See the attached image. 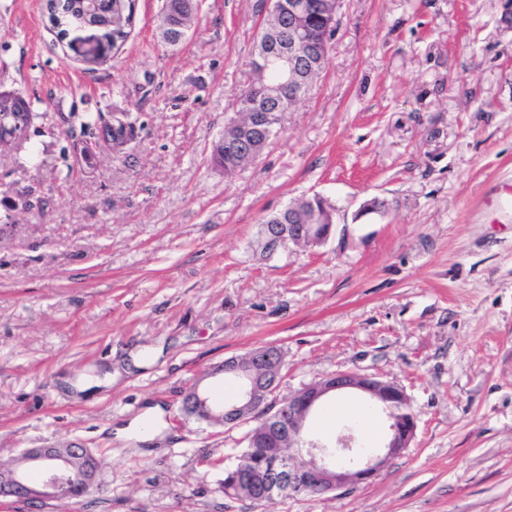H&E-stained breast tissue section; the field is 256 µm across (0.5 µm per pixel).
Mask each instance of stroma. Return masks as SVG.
Returning <instances> with one entry per match:
<instances>
[{
	"label": "stroma",
	"instance_id": "obj_1",
	"mask_svg": "<svg viewBox=\"0 0 512 512\" xmlns=\"http://www.w3.org/2000/svg\"><path fill=\"white\" fill-rule=\"evenodd\" d=\"M96 70L67 57L45 0H0V90L35 119L0 152V463L25 448L101 455L80 502L40 512H253L220 491L244 428L185 417L216 368L280 347L277 397L338 371L401 385L409 448L349 494L271 512H512V30L503 0H342L330 64L233 174L210 149L234 117L265 0H200ZM128 112L123 153L83 160L87 113ZM313 194L321 247L263 255L262 221ZM379 197L382 214L357 217ZM109 370L111 386L77 392Z\"/></svg>",
	"mask_w": 512,
	"mask_h": 512
}]
</instances>
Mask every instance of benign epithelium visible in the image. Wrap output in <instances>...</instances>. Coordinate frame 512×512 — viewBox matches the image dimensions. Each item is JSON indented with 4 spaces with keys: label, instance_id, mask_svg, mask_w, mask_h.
Listing matches in <instances>:
<instances>
[{
    "label": "benign epithelium",
    "instance_id": "obj_1",
    "mask_svg": "<svg viewBox=\"0 0 512 512\" xmlns=\"http://www.w3.org/2000/svg\"><path fill=\"white\" fill-rule=\"evenodd\" d=\"M341 0H320L316 17L320 37L310 39V13L300 0H266L269 18L288 20L289 40L281 43L273 33L264 40H256L248 60L251 76L263 81L261 95L244 104V109L224 124V146L236 153L242 163H248L256 155L260 144L259 135L272 130L270 105L282 104L284 97L280 85H269L266 76L274 64L288 78V97L300 95L310 86L308 76L300 75L304 61L315 60L317 65H328L330 43L333 39ZM105 25L84 22L75 35L79 40L67 39L68 50L82 59L95 45L99 30ZM18 109L15 96L0 97V121L4 129L0 135V151L11 149L27 138L28 126L9 123ZM129 114L114 112L104 120L84 142L91 146L104 143L113 151L123 150L129 141L121 138L118 131L127 129ZM299 208L288 205V224L262 225L261 245L273 254L292 243L301 245L311 239L304 233L305 224H296ZM318 219L319 234L316 245L325 244L332 235L336 213L313 212ZM283 359H273L262 349L253 355L235 356L224 360L216 372L236 377L240 383L237 401L224 411V425L237 427L262 419L266 431L255 442L253 461L242 469L236 478L243 485L262 484L272 498L283 494H304L323 497L344 494L374 478L382 464L402 455L409 448L417 429V420L411 413L397 412L408 402V397L398 384L378 376L340 371L311 383L292 394L294 400L281 407L273 399L281 377ZM355 392L380 407L387 415L389 433L381 450L366 453L360 461L349 460L342 448L331 456L323 450L320 441L307 435L311 416L330 398ZM288 437V447H281L282 438ZM94 452L81 447L28 448L9 464L0 467V497L20 501L33 507L48 500L71 499L91 489L98 476L93 464Z\"/></svg>",
    "mask_w": 512,
    "mask_h": 512
}]
</instances>
